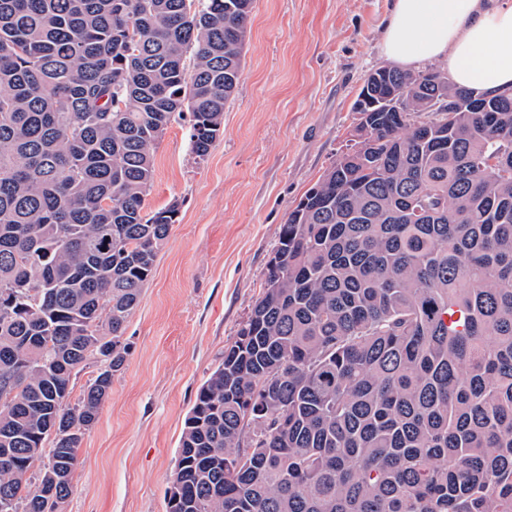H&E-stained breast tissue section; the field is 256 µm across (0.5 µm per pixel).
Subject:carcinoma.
<instances>
[{
  "mask_svg": "<svg viewBox=\"0 0 512 512\" xmlns=\"http://www.w3.org/2000/svg\"><path fill=\"white\" fill-rule=\"evenodd\" d=\"M246 0H0V512H58L206 157ZM279 226L264 285L186 418L167 512H512V92L393 70ZM96 375L71 402L72 379ZM41 463L37 482L28 473Z\"/></svg>",
  "mask_w": 512,
  "mask_h": 512,
  "instance_id": "cac0c4a2",
  "label": "carcinoma"
}]
</instances>
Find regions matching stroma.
Wrapping results in <instances>:
<instances>
[{"instance_id":"35a3bbf8","label":"stroma","mask_w":512,"mask_h":512,"mask_svg":"<svg viewBox=\"0 0 512 512\" xmlns=\"http://www.w3.org/2000/svg\"><path fill=\"white\" fill-rule=\"evenodd\" d=\"M391 0H254L242 75L209 155L189 118L157 149L149 209L178 220L129 317L128 355L60 512H166L186 417L251 310L277 232L346 150Z\"/></svg>"}]
</instances>
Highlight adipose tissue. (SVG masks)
Returning a JSON list of instances; mask_svg holds the SVG:
<instances>
[{"mask_svg": "<svg viewBox=\"0 0 512 512\" xmlns=\"http://www.w3.org/2000/svg\"><path fill=\"white\" fill-rule=\"evenodd\" d=\"M383 49L407 69L445 62L466 88L512 89V0H393Z\"/></svg>", "mask_w": 512, "mask_h": 512, "instance_id": "ef3b65f1", "label": "adipose tissue"}]
</instances>
